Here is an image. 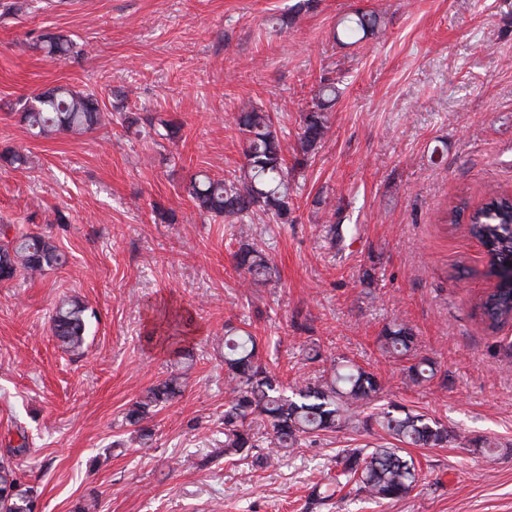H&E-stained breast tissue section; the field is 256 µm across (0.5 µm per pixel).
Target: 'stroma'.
<instances>
[{
  "instance_id": "35a3bbf8",
  "label": "stroma",
  "mask_w": 512,
  "mask_h": 512,
  "mask_svg": "<svg viewBox=\"0 0 512 512\" xmlns=\"http://www.w3.org/2000/svg\"><path fill=\"white\" fill-rule=\"evenodd\" d=\"M0 0V224L50 235L65 263L0 282V458L42 492L35 512H306L345 448L377 444L348 430L302 442L271 467L226 460L225 322L247 321L284 382L347 357L377 374L373 405L427 414L457 434L410 448L420 480L401 501L341 493L315 512H512V323L488 329L477 304L497 278L460 202L512 192V0ZM380 15L381 30L340 44V20ZM70 35L78 59L33 50ZM341 94L323 146L292 184L290 221L238 226L200 215L183 191L196 173L231 177L243 162L235 118L271 112L292 155L300 115L322 80ZM116 100L141 118L81 136H33L20 99L54 85ZM183 124L156 145L148 118ZM171 212L155 221L153 204ZM273 259L278 282L237 269L239 240ZM96 313L77 357L53 338L63 297ZM189 311V358L152 337V308ZM401 320L431 359L433 381L406 382L382 354ZM318 345L321 358L305 351ZM184 391L145 425L129 406L170 372ZM497 445L487 460L473 442Z\"/></svg>"
}]
</instances>
